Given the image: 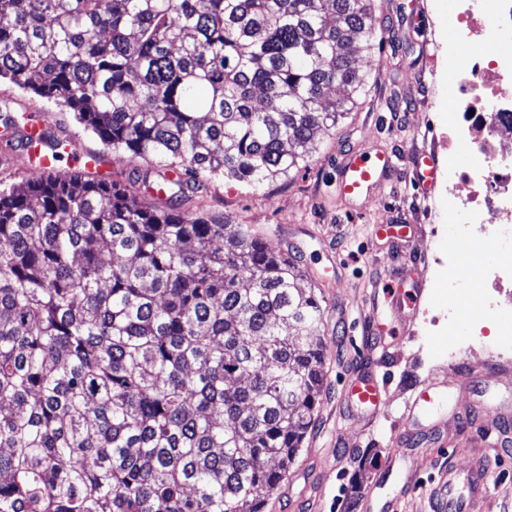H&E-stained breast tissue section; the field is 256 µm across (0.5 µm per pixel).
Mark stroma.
<instances>
[{
	"mask_svg": "<svg viewBox=\"0 0 512 512\" xmlns=\"http://www.w3.org/2000/svg\"><path fill=\"white\" fill-rule=\"evenodd\" d=\"M451 0H377L376 17L384 40L369 66L359 106L310 146L312 162L288 180L255 190L217 179L205 194L207 209L224 214L228 223L256 225L275 250L296 256L305 285L322 299L324 384L314 420L287 479L271 496L267 512H362L361 494L351 489L357 469H364V488L378 486V497L394 504V512H432L429 482L448 466L487 459L490 495L479 512H512V426L499 436H485L486 418L476 412L486 403L512 415V367L488 372V349L495 345L491 328L512 325V298L501 296L486 308L476 292L449 293L448 284L469 277L467 253L486 248L480 238L459 240L448 222V200L432 187L418 184L413 161L422 136L447 128L449 15ZM437 55L435 76L420 78L416 68L423 40ZM32 114L38 122L63 126L79 151H102L100 141L78 124L73 113L39 97L0 84V101ZM393 153V177L370 197L355 202L336 189L347 154L362 150ZM103 173L129 187L140 200L158 182L156 169L126 154L107 155ZM379 224L406 226L404 237H377ZM426 251L453 252L454 262L430 271L406 273V258ZM419 292V308L453 310L449 333L429 330L411 335L403 315L387 304L372 308L373 290L389 280ZM379 314L396 339L383 371L389 382L386 402L373 420L343 406V382L363 368L366 330ZM484 333L483 346L471 337ZM463 358L459 369L443 363L448 349ZM441 384L442 401L431 415L439 438L402 443L398 433L416 391L428 382Z\"/></svg>",
	"mask_w": 512,
	"mask_h": 512,
	"instance_id": "stroma-1",
	"label": "stroma"
}]
</instances>
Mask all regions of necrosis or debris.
Here are the masks:
<instances>
[{"mask_svg":"<svg viewBox=\"0 0 512 512\" xmlns=\"http://www.w3.org/2000/svg\"><path fill=\"white\" fill-rule=\"evenodd\" d=\"M459 63L452 71L457 113L448 143L472 148L469 160L448 169L440 192L451 205L461 239L480 237L499 259L493 269L478 265L490 289L486 301L501 295L512 280V0H453Z\"/></svg>","mask_w":512,"mask_h":512,"instance_id":"1","label":"necrosis or debris"}]
</instances>
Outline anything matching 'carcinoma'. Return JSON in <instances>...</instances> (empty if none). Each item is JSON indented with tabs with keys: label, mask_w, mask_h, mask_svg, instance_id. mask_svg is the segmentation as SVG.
Here are the masks:
<instances>
[{
	"label": "carcinoma",
	"mask_w": 512,
	"mask_h": 512,
	"mask_svg": "<svg viewBox=\"0 0 512 512\" xmlns=\"http://www.w3.org/2000/svg\"><path fill=\"white\" fill-rule=\"evenodd\" d=\"M376 0H0V80L159 167L0 186V512H264L323 386L297 260L200 205L309 162ZM63 158V130L6 112Z\"/></svg>",
	"instance_id": "cac0c4a2"
}]
</instances>
